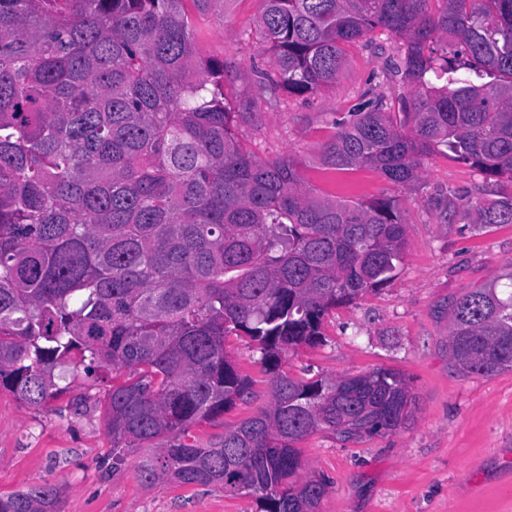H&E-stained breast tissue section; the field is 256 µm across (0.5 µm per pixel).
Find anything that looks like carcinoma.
I'll return each instance as SVG.
<instances>
[{"label": "carcinoma", "instance_id": "obj_1", "mask_svg": "<svg viewBox=\"0 0 512 512\" xmlns=\"http://www.w3.org/2000/svg\"><path fill=\"white\" fill-rule=\"evenodd\" d=\"M228 0H0V390L47 406L70 367L124 373L102 406L112 464L152 452L146 487L220 486L260 512H316L299 443H358L406 427V376L376 369L302 381L282 355L323 342L329 310L398 275L397 200L320 197L290 159L262 161L233 132L259 98L331 86L343 45L400 40L412 90L350 114L323 167L394 184L452 154L512 176V0H263L272 52L233 112L228 65L197 52L192 15ZM512 224V195L476 204ZM452 305L448 361L464 375L512 369V271ZM246 336L269 403L201 443L190 431L251 396L226 337ZM364 422L352 431L347 424ZM0 512H60L53 486L0 494Z\"/></svg>", "mask_w": 512, "mask_h": 512}]
</instances>
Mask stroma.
I'll use <instances>...</instances> for the list:
<instances>
[{"mask_svg": "<svg viewBox=\"0 0 512 512\" xmlns=\"http://www.w3.org/2000/svg\"><path fill=\"white\" fill-rule=\"evenodd\" d=\"M261 0H228L223 21L196 20L202 56L231 61L224 97L237 106L254 68H271L257 28ZM393 41L346 45L333 86L318 95L282 94L278 107L257 102L238 132L262 159L294 160L317 194L346 200L388 196L405 209L408 249L395 280L333 308L324 341L286 356L297 379L338 378L379 368L403 372L417 400L406 428L342 445L316 432L299 445L304 473L328 484L320 512H512V370L465 376L448 364L452 302L501 275L512 262V224H480L474 202L512 192V179L489 177L444 155L424 157L419 178L402 187L362 168L333 173L319 147L339 120L379 95L406 92L386 80ZM228 355L252 379L254 397L214 424L195 427L208 442L267 403L270 376L244 336H229ZM69 389L48 407L25 406L0 390V494L55 486L61 512H259L255 497L218 487L142 485L143 456L112 463L100 402L112 373L76 368Z\"/></svg>", "mask_w": 512, "mask_h": 512, "instance_id": "obj_1", "label": "stroma"}]
</instances>
